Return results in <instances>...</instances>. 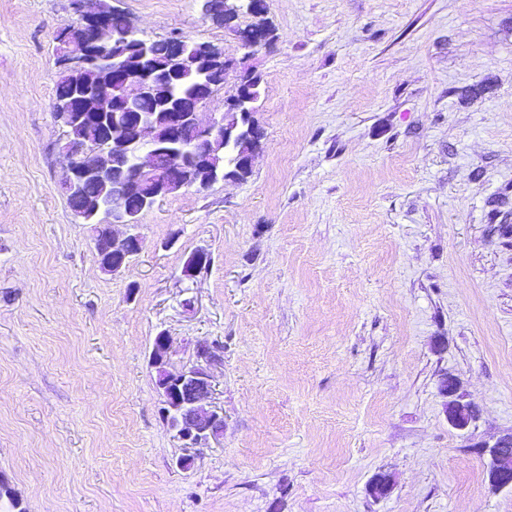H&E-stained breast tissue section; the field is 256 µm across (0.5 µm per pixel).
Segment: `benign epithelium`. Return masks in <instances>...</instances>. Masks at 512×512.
Instances as JSON below:
<instances>
[{"instance_id":"benign-epithelium-1","label":"benign epithelium","mask_w":512,"mask_h":512,"mask_svg":"<svg viewBox=\"0 0 512 512\" xmlns=\"http://www.w3.org/2000/svg\"><path fill=\"white\" fill-rule=\"evenodd\" d=\"M89 2L73 0L76 19L58 27L56 55L59 65L76 76L97 70L103 78L92 85L77 84L68 97L52 101V110L62 128L60 149L68 158L61 178L66 196L70 198L98 182L112 183V195L103 205L97 204L94 211L85 216L78 213L76 217L85 222L100 207L108 210V222L95 225V248L105 257L101 268L117 274L142 248V237L137 232L140 213L129 209L130 196H139L145 211L181 190L202 191L227 178L211 154L197 152L191 143L181 140L186 129H195L207 143L224 149L225 165L242 175L251 171L264 133L261 127L250 124L240 134L232 135V112L206 122L199 118L200 107L224 87V75L235 67L223 49L210 43H195L188 51L183 43L170 53V67L195 75L205 88L199 98L179 97L155 65L154 41L142 37L131 18H126L137 57L123 58V52L112 48L110 18L117 8L91 10ZM239 2L251 15L265 6L263 0H204V13L222 23L229 12H240L233 7ZM268 38L267 32L254 27L239 32L241 44L249 49L267 45ZM144 102L162 112L164 133L157 131L154 113L141 110ZM172 345V337L160 332L153 342L150 362L152 367L161 368L165 380L162 395L170 409L176 411L170 428L190 450L223 434V412L203 405L213 395L210 368L216 357L212 346L200 341L197 358L204 364L171 371L168 365ZM440 393L446 398L448 424L458 431L469 430L478 418V409L457 396V379L444 376ZM483 453L489 455V484L497 490H512V433L484 445ZM392 487L391 476L382 480L376 474L368 484V494L376 500L383 499Z\"/></svg>"}]
</instances>
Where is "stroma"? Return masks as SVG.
Masks as SVG:
<instances>
[{"label":"stroma","instance_id":"35a3bbf8","mask_svg":"<svg viewBox=\"0 0 512 512\" xmlns=\"http://www.w3.org/2000/svg\"><path fill=\"white\" fill-rule=\"evenodd\" d=\"M71 2L0 0V474L27 512H512L480 449L512 431V0H267L257 49L250 15L112 0L144 38L235 60L203 115L260 75L265 131L245 180L144 211L115 275L59 185ZM162 331L171 369L200 339L217 357L224 433L189 452L149 363ZM440 393L448 399L444 403V412L449 425L458 431H468L478 418V409L471 402H462L457 396V379L453 375L442 378Z\"/></svg>","mask_w":512,"mask_h":512}]
</instances>
